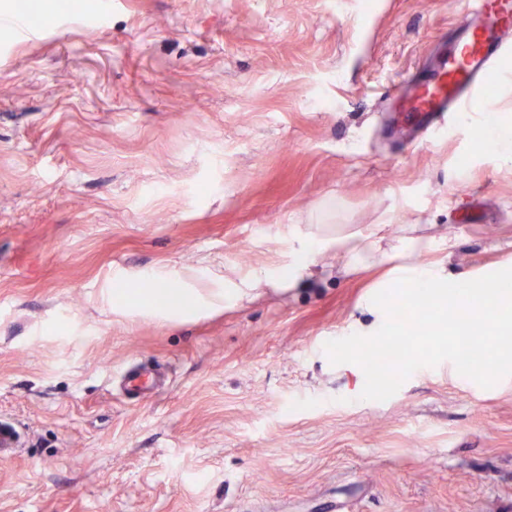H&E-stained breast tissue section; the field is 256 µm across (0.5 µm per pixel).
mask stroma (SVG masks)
<instances>
[{"label":"stroma","mask_w":512,"mask_h":512,"mask_svg":"<svg viewBox=\"0 0 512 512\" xmlns=\"http://www.w3.org/2000/svg\"><path fill=\"white\" fill-rule=\"evenodd\" d=\"M87 3L0 25V417L24 432L0 512H512V375L444 361L371 401L324 350L371 335L389 264L322 250L224 299L315 233L413 229L456 276L512 259V168L453 113L387 132L456 0ZM473 110L512 117V52ZM314 249L304 247V240H300L299 249L288 264V269L280 273V277H288V282L296 283L302 279L310 268V261L313 259ZM123 386L131 393H145L154 388L156 381L146 369H128L122 374Z\"/></svg>","instance_id":"obj_1"}]
</instances>
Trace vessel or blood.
Instances as JSON below:
<instances>
[{"label":"vessel or blood","instance_id":"vessel-or-blood-1","mask_svg":"<svg viewBox=\"0 0 512 512\" xmlns=\"http://www.w3.org/2000/svg\"><path fill=\"white\" fill-rule=\"evenodd\" d=\"M463 21L454 31L453 49L432 79L412 84L406 124L427 128L445 113L470 104L473 89L490 67L512 46V0H465ZM123 386L131 393H144L156 381L145 369H128ZM23 433L12 421L0 420V452L12 453L22 445Z\"/></svg>","mask_w":512,"mask_h":512}]
</instances>
